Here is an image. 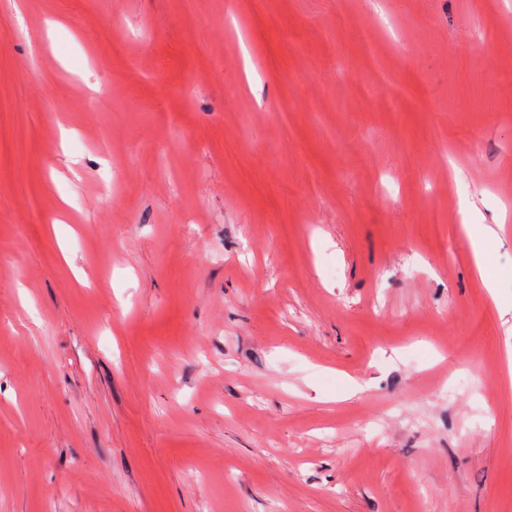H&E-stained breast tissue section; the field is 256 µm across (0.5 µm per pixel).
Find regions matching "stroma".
<instances>
[{
	"label": "stroma",
	"instance_id": "obj_1",
	"mask_svg": "<svg viewBox=\"0 0 512 512\" xmlns=\"http://www.w3.org/2000/svg\"><path fill=\"white\" fill-rule=\"evenodd\" d=\"M0 512H512V0H0ZM463 223V227L470 241L483 284L485 288L488 289V292L490 293L492 299L496 300L494 291V289L497 288L496 280L493 277V275L487 270L485 264V256L495 239L484 227V225L466 224V222Z\"/></svg>",
	"mask_w": 512,
	"mask_h": 512
}]
</instances>
